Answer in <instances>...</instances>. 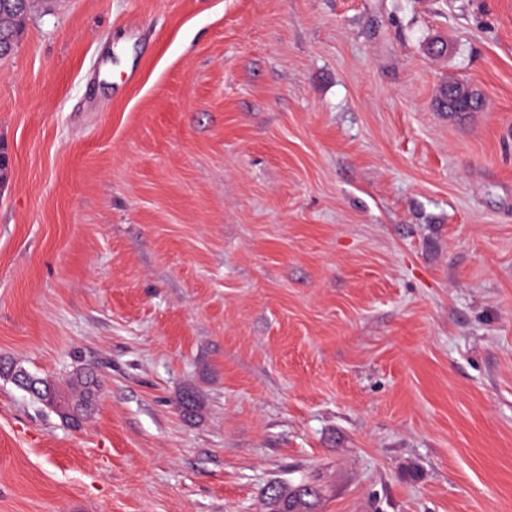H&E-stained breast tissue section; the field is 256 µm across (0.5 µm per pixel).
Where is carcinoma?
<instances>
[{"instance_id":"cac0c4a2","label":"carcinoma","mask_w":512,"mask_h":512,"mask_svg":"<svg viewBox=\"0 0 512 512\" xmlns=\"http://www.w3.org/2000/svg\"><path fill=\"white\" fill-rule=\"evenodd\" d=\"M36 0H0V36L17 44L26 19L31 15ZM38 392L32 398L43 407L61 404L56 415L68 425L79 428L95 408L100 394L101 382L90 369H79L61 386L49 377L36 378ZM307 490L299 489L288 493L277 490L270 497L273 512H309L305 500Z\"/></svg>"}]
</instances>
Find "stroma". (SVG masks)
<instances>
[{"label": "stroma", "instance_id": "1", "mask_svg": "<svg viewBox=\"0 0 512 512\" xmlns=\"http://www.w3.org/2000/svg\"><path fill=\"white\" fill-rule=\"evenodd\" d=\"M0 146V358L103 382L0 512H512V0H48ZM271 494L269 504L274 512H307L310 510V503L304 497L309 495L306 489L293 490L288 493L282 489Z\"/></svg>", "mask_w": 512, "mask_h": 512}]
</instances>
